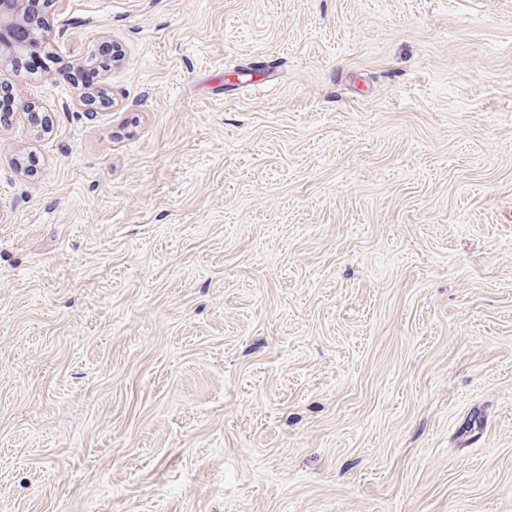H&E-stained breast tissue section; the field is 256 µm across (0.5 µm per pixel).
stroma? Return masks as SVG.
I'll return each mask as SVG.
<instances>
[{
  "instance_id": "1",
  "label": "stroma",
  "mask_w": 512,
  "mask_h": 512,
  "mask_svg": "<svg viewBox=\"0 0 512 512\" xmlns=\"http://www.w3.org/2000/svg\"><path fill=\"white\" fill-rule=\"evenodd\" d=\"M0 59V512H512V0H47Z\"/></svg>"
}]
</instances>
